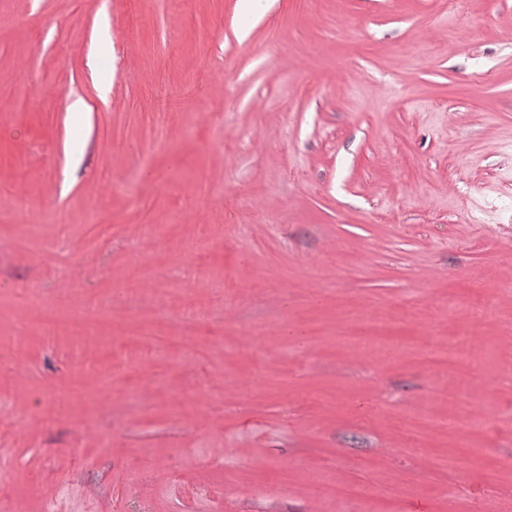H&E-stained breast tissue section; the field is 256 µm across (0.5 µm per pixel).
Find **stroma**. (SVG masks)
Listing matches in <instances>:
<instances>
[{
    "label": "stroma",
    "mask_w": 512,
    "mask_h": 512,
    "mask_svg": "<svg viewBox=\"0 0 512 512\" xmlns=\"http://www.w3.org/2000/svg\"><path fill=\"white\" fill-rule=\"evenodd\" d=\"M0 13L14 20L0 30L9 512L54 494L60 512H116L121 488L149 512H512V0ZM18 81L43 89L24 112L8 104ZM28 288L105 307L116 327L136 313L158 348L47 336L20 311ZM367 315L409 350L366 352ZM434 350L455 368L428 369ZM75 379L85 400L54 412ZM195 394L199 409L173 414ZM471 414L482 429L449 430Z\"/></svg>",
    "instance_id": "35a3bbf8"
}]
</instances>
